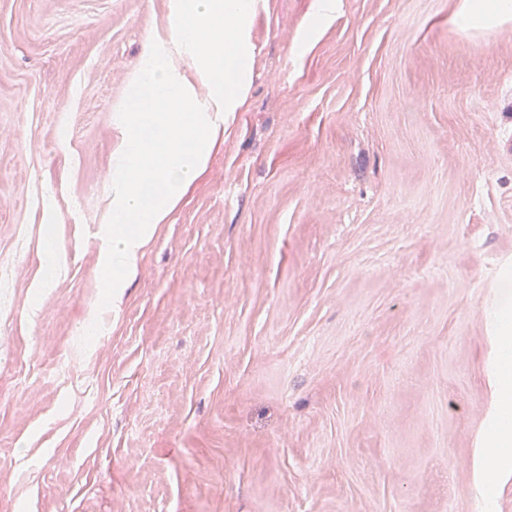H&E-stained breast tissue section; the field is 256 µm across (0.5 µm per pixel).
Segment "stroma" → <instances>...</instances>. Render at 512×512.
Segmentation results:
<instances>
[{
	"instance_id": "obj_1",
	"label": "stroma",
	"mask_w": 512,
	"mask_h": 512,
	"mask_svg": "<svg viewBox=\"0 0 512 512\" xmlns=\"http://www.w3.org/2000/svg\"><path fill=\"white\" fill-rule=\"evenodd\" d=\"M313 3L260 0L246 106L107 305L126 78L168 0H0V512H512L474 458L512 19L336 0L308 40Z\"/></svg>"
}]
</instances>
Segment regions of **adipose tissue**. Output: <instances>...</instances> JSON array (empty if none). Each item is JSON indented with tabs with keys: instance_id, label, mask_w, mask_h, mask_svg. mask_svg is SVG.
<instances>
[{
	"instance_id": "adipose-tissue-1",
	"label": "adipose tissue",
	"mask_w": 512,
	"mask_h": 512,
	"mask_svg": "<svg viewBox=\"0 0 512 512\" xmlns=\"http://www.w3.org/2000/svg\"><path fill=\"white\" fill-rule=\"evenodd\" d=\"M253 0H168L167 26L142 46L127 79L123 143L112 155L107 294L134 279L148 243L224 144L252 80ZM512 19V0H463L465 28ZM498 364L489 421L476 452L479 481L512 448V292L496 311Z\"/></svg>"
}]
</instances>
